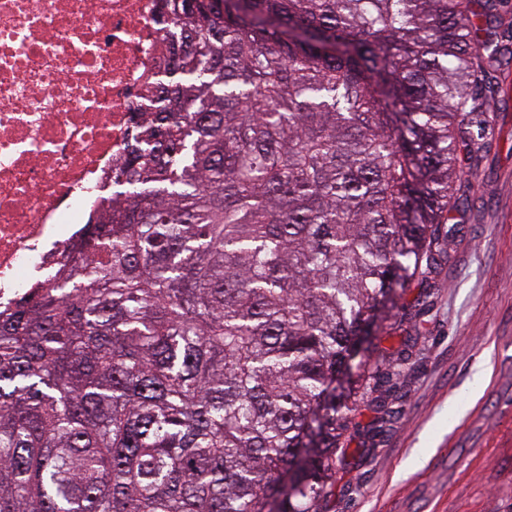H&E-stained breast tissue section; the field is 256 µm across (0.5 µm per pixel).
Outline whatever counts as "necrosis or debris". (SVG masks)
I'll use <instances>...</instances> for the list:
<instances>
[{"mask_svg": "<svg viewBox=\"0 0 512 512\" xmlns=\"http://www.w3.org/2000/svg\"><path fill=\"white\" fill-rule=\"evenodd\" d=\"M157 0H0V309L66 263L164 67Z\"/></svg>", "mask_w": 512, "mask_h": 512, "instance_id": "4bbe7bcc", "label": "necrosis or debris"}]
</instances>
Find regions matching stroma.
<instances>
[{
    "label": "stroma",
    "mask_w": 512,
    "mask_h": 512,
    "mask_svg": "<svg viewBox=\"0 0 512 512\" xmlns=\"http://www.w3.org/2000/svg\"><path fill=\"white\" fill-rule=\"evenodd\" d=\"M496 77L462 230L410 291L422 312L380 337L407 370L365 393L363 453L339 466L322 512H512V61ZM380 400L394 415L379 426Z\"/></svg>",
    "instance_id": "obj_1"
}]
</instances>
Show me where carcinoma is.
<instances>
[{
    "mask_svg": "<svg viewBox=\"0 0 512 512\" xmlns=\"http://www.w3.org/2000/svg\"><path fill=\"white\" fill-rule=\"evenodd\" d=\"M502 8L160 0L118 189L0 311V512H321L467 205Z\"/></svg>",
    "mask_w": 512,
    "mask_h": 512,
    "instance_id": "carcinoma-1",
    "label": "carcinoma"
}]
</instances>
